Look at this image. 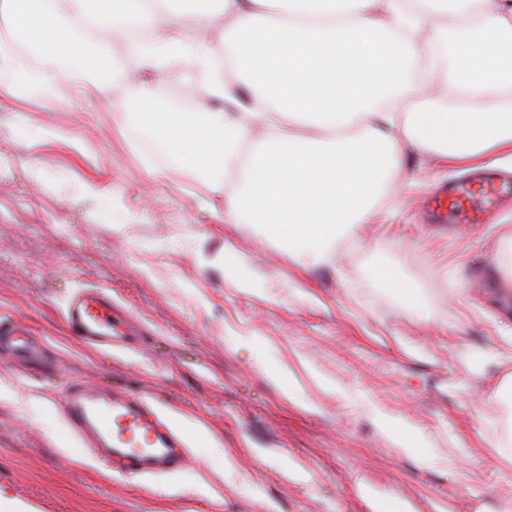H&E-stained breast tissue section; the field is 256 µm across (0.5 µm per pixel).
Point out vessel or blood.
Returning <instances> with one entry per match:
<instances>
[{
    "mask_svg": "<svg viewBox=\"0 0 512 512\" xmlns=\"http://www.w3.org/2000/svg\"><path fill=\"white\" fill-rule=\"evenodd\" d=\"M511 190V184L494 174L442 187L430 199L432 216L440 224L451 219L477 224L484 212ZM65 322L71 335L100 349H127L136 340L129 312L94 290L70 298ZM0 345L23 359L41 354L40 342L10 319H0ZM65 415L87 447L96 456L112 459L119 470L150 475L189 463L183 433L163 417L146 394L75 383L66 397Z\"/></svg>",
    "mask_w": 512,
    "mask_h": 512,
    "instance_id": "b4317fda",
    "label": "vessel or blood"
}]
</instances>
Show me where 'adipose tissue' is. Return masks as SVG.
<instances>
[{
	"label": "adipose tissue",
	"instance_id": "adipose-tissue-1",
	"mask_svg": "<svg viewBox=\"0 0 512 512\" xmlns=\"http://www.w3.org/2000/svg\"><path fill=\"white\" fill-rule=\"evenodd\" d=\"M212 33L186 27L173 0H0V93L16 81L14 46L105 74L120 37L143 68L170 60L205 79L220 110L160 104L141 76L126 109L173 165L208 179L233 173L224 221L265 225L286 250L331 260L354 236L407 147L480 167L512 165V0H192ZM454 15L459 36L427 20ZM100 33L88 50L65 27ZM234 72L212 66L215 41Z\"/></svg>",
	"mask_w": 512,
	"mask_h": 512
}]
</instances>
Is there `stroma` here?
<instances>
[{
	"instance_id": "35a3bbf8",
	"label": "stroma",
	"mask_w": 512,
	"mask_h": 512,
	"mask_svg": "<svg viewBox=\"0 0 512 512\" xmlns=\"http://www.w3.org/2000/svg\"><path fill=\"white\" fill-rule=\"evenodd\" d=\"M94 80L0 94V317L45 349L30 363L0 350V495L26 512H512L506 410L491 405L512 382L497 268L512 207L461 233L427 223L430 193L468 172L410 150L363 236L315 262L264 225L224 223L234 177L169 167L123 112L122 82L84 95ZM152 87L188 112L211 99L182 63ZM81 288L129 308L136 351L69 335ZM75 381L159 396L191 464L143 478L98 463L64 414Z\"/></svg>"
}]
</instances>
